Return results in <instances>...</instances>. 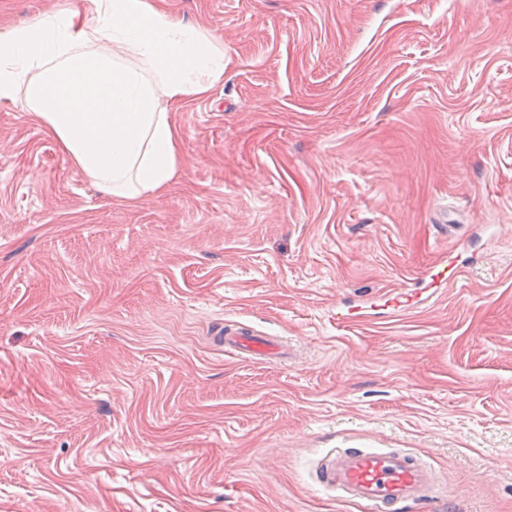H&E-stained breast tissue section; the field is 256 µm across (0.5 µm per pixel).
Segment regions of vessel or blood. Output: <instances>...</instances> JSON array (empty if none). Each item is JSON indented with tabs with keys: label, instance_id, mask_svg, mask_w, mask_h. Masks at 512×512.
Masks as SVG:
<instances>
[{
	"label": "vessel or blood",
	"instance_id": "vessel-or-blood-1",
	"mask_svg": "<svg viewBox=\"0 0 512 512\" xmlns=\"http://www.w3.org/2000/svg\"><path fill=\"white\" fill-rule=\"evenodd\" d=\"M216 341L247 358L287 360L282 342L233 324L221 327ZM315 479L340 497L374 506L376 512H401L414 504L435 512L448 490L440 475L410 454L371 447L329 449L315 466Z\"/></svg>",
	"mask_w": 512,
	"mask_h": 512
}]
</instances>
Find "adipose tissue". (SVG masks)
Returning a JSON list of instances; mask_svg holds the SVG:
<instances>
[{
	"instance_id": "1",
	"label": "adipose tissue",
	"mask_w": 512,
	"mask_h": 512,
	"mask_svg": "<svg viewBox=\"0 0 512 512\" xmlns=\"http://www.w3.org/2000/svg\"><path fill=\"white\" fill-rule=\"evenodd\" d=\"M223 82V41L160 0H71L0 34V110L27 113L115 200L178 178L176 111Z\"/></svg>"
}]
</instances>
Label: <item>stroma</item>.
I'll list each match as a JSON object with an SVG mask.
<instances>
[{
  "instance_id": "35a3bbf8",
  "label": "stroma",
  "mask_w": 512,
  "mask_h": 512,
  "mask_svg": "<svg viewBox=\"0 0 512 512\" xmlns=\"http://www.w3.org/2000/svg\"><path fill=\"white\" fill-rule=\"evenodd\" d=\"M163 6L224 42L163 195L0 110V512H369L314 480L346 437L512 512V0ZM214 340L225 351L244 354L249 359L269 361L273 359L287 360L288 348L282 342L269 336L233 324L221 327Z\"/></svg>"
}]
</instances>
